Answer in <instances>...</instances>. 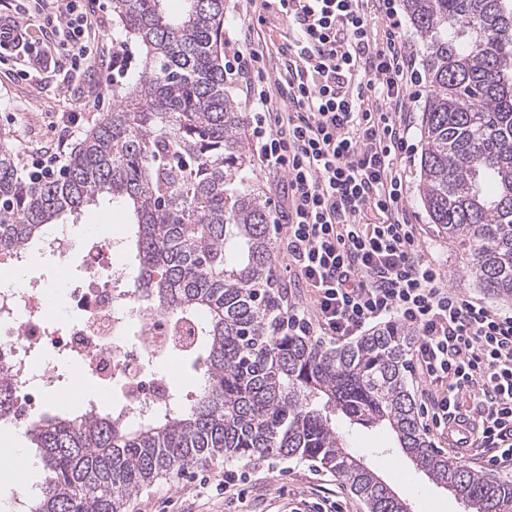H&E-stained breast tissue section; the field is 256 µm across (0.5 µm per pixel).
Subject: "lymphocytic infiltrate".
<instances>
[{"instance_id":"f902f5d3","label":"lymphocytic infiltrate","mask_w":512,"mask_h":512,"mask_svg":"<svg viewBox=\"0 0 512 512\" xmlns=\"http://www.w3.org/2000/svg\"><path fill=\"white\" fill-rule=\"evenodd\" d=\"M295 34L278 52L283 69L243 30L224 55V76L244 82L252 100L254 148L263 167L284 173L288 270L308 305L280 309L292 336L347 341L395 319L417 335L411 368L426 387L425 417L439 437L512 467V315L494 311L441 283L419 255L404 208L410 126L419 72L393 0H374L385 17L374 34L364 0H276ZM62 30L70 67L88 69L95 30L87 0H31ZM474 392L472 405L463 396ZM194 498L208 491L227 505L248 490L241 474L214 470L193 478Z\"/></svg>"}]
</instances>
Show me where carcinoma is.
Listing matches in <instances>:
<instances>
[{
	"mask_svg": "<svg viewBox=\"0 0 512 512\" xmlns=\"http://www.w3.org/2000/svg\"><path fill=\"white\" fill-rule=\"evenodd\" d=\"M423 42L420 196L431 223L466 247L470 274L512 299V0H406ZM112 111L69 153L65 176L25 178L0 150V253L24 248L100 197L132 224L133 288L196 323L207 356L188 405L126 427L102 411L50 414L25 433L46 485L27 512H124L160 477L235 459L310 460L367 512H408L345 446L336 416L384 427L436 484L473 512H512V481L449 461L423 433L407 377L412 331L379 327L325 349L275 329L267 201L250 184L245 119L224 89V0H112ZM16 395L0 380V416Z\"/></svg>",
	"mask_w": 512,
	"mask_h": 512,
	"instance_id": "carcinoma-1",
	"label": "carcinoma"
}]
</instances>
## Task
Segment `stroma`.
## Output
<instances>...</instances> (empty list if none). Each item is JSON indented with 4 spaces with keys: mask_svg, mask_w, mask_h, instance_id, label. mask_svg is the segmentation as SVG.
<instances>
[{
    "mask_svg": "<svg viewBox=\"0 0 512 512\" xmlns=\"http://www.w3.org/2000/svg\"><path fill=\"white\" fill-rule=\"evenodd\" d=\"M37 17L26 21L34 54L0 63V145L14 153L21 172H28L33 158L59 144L74 146L106 113L114 101L112 88L97 84L95 76L71 72L60 59L58 39L41 29ZM254 26L270 55L271 67H281L277 49L292 37L286 17L264 0H224V40L235 42L242 26ZM411 141L415 146L407 165L405 206L416 226L419 250L425 259L441 268L442 283L463 297L483 299L467 271L468 255L449 241L431 223L419 195L421 110L410 114ZM347 448L363 457L392 489L405 497L410 512H468L466 504L452 491L437 486L418 470L394 439L382 431L343 427ZM256 490L248 497L249 512H284L289 500L326 496L336 500L341 512H367L362 501L335 474L319 469L316 463L271 457L255 464ZM285 487L276 497L274 488ZM188 489L185 477L160 478L141 494L127 501L125 512H157L167 498H178Z\"/></svg>",
    "mask_w": 512,
    "mask_h": 512,
    "instance_id": "stroma-1",
    "label": "stroma"
}]
</instances>
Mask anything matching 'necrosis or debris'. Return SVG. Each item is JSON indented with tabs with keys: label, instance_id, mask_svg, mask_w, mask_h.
<instances>
[{
	"label": "necrosis or debris",
	"instance_id": "1",
	"mask_svg": "<svg viewBox=\"0 0 512 512\" xmlns=\"http://www.w3.org/2000/svg\"><path fill=\"white\" fill-rule=\"evenodd\" d=\"M52 260L80 254L86 278L73 284L48 275L25 276L27 250L0 255V269L20 271L0 282V371L17 394L0 427L26 431L44 404L59 395L63 370L95 375L114 390L110 407L120 422L147 419L173 402L171 374L157 360L177 359L189 344V324L146 307L128 285V235L55 225L37 243Z\"/></svg>",
	"mask_w": 512,
	"mask_h": 512
}]
</instances>
